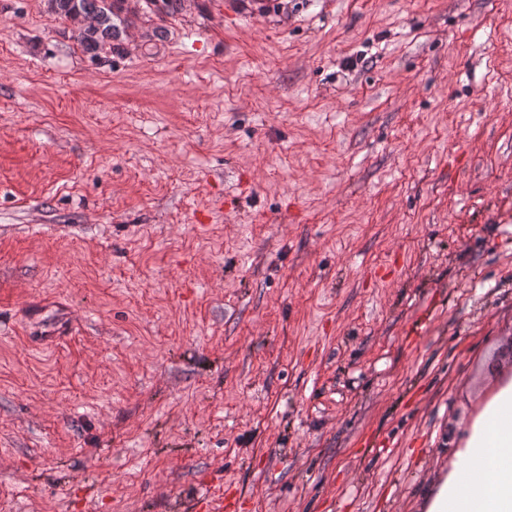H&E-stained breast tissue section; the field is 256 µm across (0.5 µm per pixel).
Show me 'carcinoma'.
<instances>
[{
  "label": "carcinoma",
  "instance_id": "1",
  "mask_svg": "<svg viewBox=\"0 0 512 512\" xmlns=\"http://www.w3.org/2000/svg\"><path fill=\"white\" fill-rule=\"evenodd\" d=\"M181 0H145L152 13L172 15L178 11ZM124 0H53L57 16L72 23L74 38L85 50L112 51V41L118 38L112 18L120 17Z\"/></svg>",
  "mask_w": 512,
  "mask_h": 512
}]
</instances>
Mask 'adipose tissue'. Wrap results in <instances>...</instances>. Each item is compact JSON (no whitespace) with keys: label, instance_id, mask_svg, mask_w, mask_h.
<instances>
[{"label":"adipose tissue","instance_id":"obj_1","mask_svg":"<svg viewBox=\"0 0 512 512\" xmlns=\"http://www.w3.org/2000/svg\"><path fill=\"white\" fill-rule=\"evenodd\" d=\"M426 512H512V377L466 427Z\"/></svg>","mask_w":512,"mask_h":512}]
</instances>
